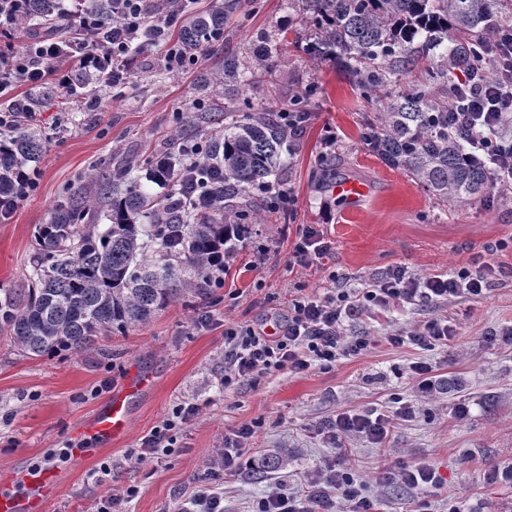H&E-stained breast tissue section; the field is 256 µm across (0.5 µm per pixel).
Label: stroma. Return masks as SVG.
Masks as SVG:
<instances>
[{"label": "stroma", "instance_id": "obj_1", "mask_svg": "<svg viewBox=\"0 0 512 512\" xmlns=\"http://www.w3.org/2000/svg\"><path fill=\"white\" fill-rule=\"evenodd\" d=\"M282 29L300 31L298 7L288 0H242L224 28L220 52L172 70L162 43L139 42L125 79L96 92L90 111L64 112L51 104L38 115L46 143L37 185L0 218V296L27 287L37 225L47 223L69 193L86 186L90 171L130 162L129 180L163 196L165 187L148 178V162L170 138L182 145L206 142L223 131L225 111L237 110L242 101L283 107L305 88L315 89L306 103L310 118L290 159L287 212L251 225L223 287L186 293L146 324L98 336L93 349L78 356L25 357L12 344L9 328H0V469L48 459L59 464L63 493L52 512H100L111 501L118 512H172L203 480L223 492L226 512H245L273 481L300 487L307 473L337 455L336 446L318 433L336 414L385 413L401 401L413 405L415 415L396 426L387 450L363 440L348 443L360 481L383 512H446L452 496L461 498L467 512H512V346L489 338L512 326V192L494 186L479 201L437 204L361 141L360 124L372 104L352 80L295 45L286 46L251 87L205 85L207 74L223 66L225 53L251 64L252 41ZM202 106L209 120L198 123L194 117ZM330 136L335 146H326ZM325 156L336 166L337 182L368 187L358 211L347 213L333 188L321 185ZM306 225L322 231L332 251L316 266L289 265L296 234ZM395 265L420 276L453 275L463 268L482 273L490 267L494 273L481 300L423 302L351 323V335L368 334L377 343L329 368L304 375L277 371L257 386L224 391L225 324L275 333L294 288H357ZM202 315L209 316L208 326H197ZM444 316L458 329L447 347L394 348L383 341L387 332ZM420 359L437 375V389L429 395L409 376ZM133 366L150 373L154 385L134 404L126 439L83 465H69L63 455L70 425L90 416ZM182 402L199 404L200 411L186 424L179 451L159 461L130 459L129 451ZM257 418L264 422L257 452L296 449L289 467L264 473L247 468L224 478L211 474L208 463L225 435ZM422 459L439 471L443 487L410 489L380 477L387 468ZM131 485L139 493L124 500Z\"/></svg>", "mask_w": 512, "mask_h": 512}]
</instances>
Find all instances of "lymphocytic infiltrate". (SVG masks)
I'll use <instances>...</instances> for the list:
<instances>
[{
	"mask_svg": "<svg viewBox=\"0 0 512 512\" xmlns=\"http://www.w3.org/2000/svg\"><path fill=\"white\" fill-rule=\"evenodd\" d=\"M115 13L110 46L90 54L88 63L93 67L100 63L110 66L119 79L126 71L129 43L142 37L145 31L159 28L160 21L150 12L147 0H118ZM57 56L56 48L51 45L32 52L0 50V73L15 69L23 73L25 83L40 85L48 76V62ZM492 56L496 63V77L492 82L478 86L470 73L458 74L457 92L465 105L453 117L456 127L467 133L472 150L492 165L496 185L512 189V134L507 131L512 124V32L497 42ZM487 286L485 276L464 271L453 276H418L396 266L368 279L360 288L332 286L319 293L298 294L287 319L279 326L278 335H265L247 324L225 326L222 383L225 390L234 392L258 384L276 371L299 374L318 366L330 367L340 355L360 353L373 343L369 336L348 335L349 321L423 301L479 300L485 297ZM456 335L455 325L444 317L408 331L393 330L385 341L394 347L411 344L429 350L447 346ZM198 411V406L191 402L174 406L142 438L139 447L131 449V457L140 461L172 454L179 432ZM413 414L412 405L407 403L400 404L389 415L343 413L320 427L319 433L337 445L342 440L358 438L382 450L389 443L394 424L409 420ZM259 427V422L254 421L225 438L212 470L230 476L240 473ZM335 505L341 512H380L378 499L355 478L351 467L338 458L325 461L299 490L279 488L252 501L249 512H330Z\"/></svg>",
	"mask_w": 512,
	"mask_h": 512,
	"instance_id": "obj_1",
	"label": "lymphocytic infiltrate"
}]
</instances>
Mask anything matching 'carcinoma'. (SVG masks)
Segmentation results:
<instances>
[{"instance_id": "cac0c4a2", "label": "carcinoma", "mask_w": 512, "mask_h": 512, "mask_svg": "<svg viewBox=\"0 0 512 512\" xmlns=\"http://www.w3.org/2000/svg\"><path fill=\"white\" fill-rule=\"evenodd\" d=\"M115 0H75L66 11L59 0H7L0 10L9 28L29 36L30 46L53 43L68 61L74 80L60 101L62 111L90 109L83 86L112 85V71L85 75L80 61L112 34ZM240 0L182 23L179 41L187 55L214 46ZM311 34L303 51L329 61L352 77L366 98L383 94V107L362 126L361 140L383 162L409 176L438 204L470 203L485 197L493 175L488 164L470 156L466 138L448 120L457 105L456 72H472L489 82L496 71L487 61L497 35L509 28L501 0H304ZM155 15L182 12L179 0H157ZM98 19L101 29H83L72 19ZM286 35L265 36L250 47L257 65L267 69L283 55ZM254 70L236 56H224V69L210 83L252 84ZM308 90L288 107L274 111L244 103L245 112L224 123V134L210 140L204 161L224 168V180L210 184L211 206L192 214L183 207L184 163L167 151L163 161L167 194L147 195L124 183L127 169L92 176L102 195H118L108 223L88 224L87 201L72 194L38 225L33 273L25 293L8 292L0 301V323L10 327L14 344L30 358L59 352L78 355L103 332L146 322L211 271L219 256L232 257L227 243L245 236L253 223L278 215L287 203L291 176L287 156L295 150L306 120ZM55 96L42 94L4 102L3 111L21 118L0 131V199L21 194L24 174L33 172L44 144L36 113ZM296 122L288 126L287 113ZM154 245L158 257L143 255ZM288 465V455L270 454L253 462L269 471Z\"/></svg>"}]
</instances>
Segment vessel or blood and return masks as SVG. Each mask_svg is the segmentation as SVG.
I'll return each mask as SVG.
<instances>
[{
	"label": "vessel or blood",
	"instance_id": "vessel-or-blood-1",
	"mask_svg": "<svg viewBox=\"0 0 512 512\" xmlns=\"http://www.w3.org/2000/svg\"><path fill=\"white\" fill-rule=\"evenodd\" d=\"M151 387L149 373L130 370L122 386L112 390L93 416L74 423L69 431L71 464H83L93 449L122 442L128 432L131 399ZM61 492L59 469L53 464L0 470V512H49Z\"/></svg>",
	"mask_w": 512,
	"mask_h": 512
}]
</instances>
